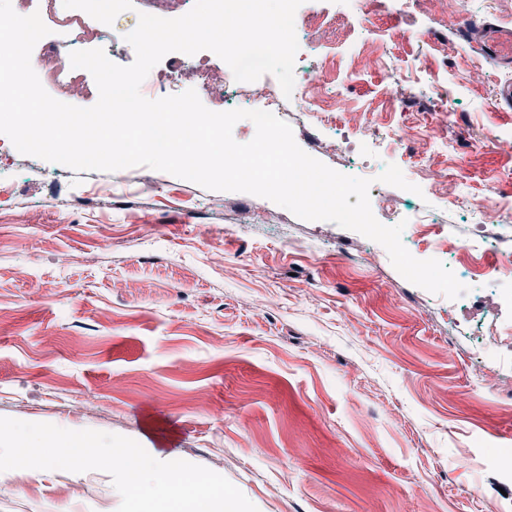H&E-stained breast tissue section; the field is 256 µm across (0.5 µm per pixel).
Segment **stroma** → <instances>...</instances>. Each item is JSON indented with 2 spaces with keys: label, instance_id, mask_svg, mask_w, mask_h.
I'll return each mask as SVG.
<instances>
[{
  "label": "stroma",
  "instance_id": "obj_1",
  "mask_svg": "<svg viewBox=\"0 0 512 512\" xmlns=\"http://www.w3.org/2000/svg\"><path fill=\"white\" fill-rule=\"evenodd\" d=\"M142 11L126 0L99 41L119 65ZM334 18L296 80L346 110L293 124L332 169L377 179L434 242L467 240L512 202V65L459 27L512 29V0H304ZM336 57L335 67L322 61ZM167 54L150 100L196 60ZM371 125L350 153L338 140ZM400 166L411 193L379 182ZM512 291L451 300L407 281L385 248L274 202L147 167L76 172L0 157V417L137 441L160 461L229 479L258 512H512ZM0 512H117L99 470L0 472ZM81 486L84 494L70 493Z\"/></svg>",
  "mask_w": 512,
  "mask_h": 512
}]
</instances>
